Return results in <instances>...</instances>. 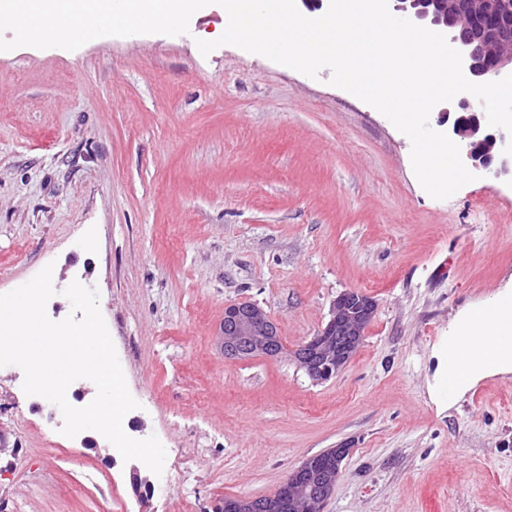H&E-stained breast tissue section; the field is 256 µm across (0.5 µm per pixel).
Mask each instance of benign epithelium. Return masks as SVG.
Masks as SVG:
<instances>
[{"label": "benign epithelium", "mask_w": 512, "mask_h": 512, "mask_svg": "<svg viewBox=\"0 0 512 512\" xmlns=\"http://www.w3.org/2000/svg\"><path fill=\"white\" fill-rule=\"evenodd\" d=\"M393 10L411 21L449 37L459 50L463 67L477 80L512 73V0H392ZM452 121L451 132L462 143L461 160L474 171L496 177L512 176V155L504 148L512 136L486 124L467 96L457 97L454 111H442L438 123ZM376 313L374 299L356 290L340 294L326 325L293 351L297 365L316 383L340 374L360 348ZM224 356L275 358L283 353L277 327L255 303L238 302L224 308L220 327ZM350 454L336 448L320 458L301 462L272 496L237 498L224 503V512H322L332 496Z\"/></svg>", "instance_id": "1"}]
</instances>
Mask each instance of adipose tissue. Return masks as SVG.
I'll return each instance as SVG.
<instances>
[{"label": "adipose tissue", "mask_w": 512, "mask_h": 512, "mask_svg": "<svg viewBox=\"0 0 512 512\" xmlns=\"http://www.w3.org/2000/svg\"><path fill=\"white\" fill-rule=\"evenodd\" d=\"M495 306L497 313L492 317L480 307L468 310L448 335L447 347L455 352L456 361L446 365L444 373L453 379L456 390H464L485 377L512 373V348H497L485 342L493 335L497 321L512 326V299L496 300Z\"/></svg>", "instance_id": "obj_1"}]
</instances>
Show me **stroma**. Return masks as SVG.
<instances>
[{"instance_id":"obj_1","label":"stroma","mask_w":512,"mask_h":512,"mask_svg":"<svg viewBox=\"0 0 512 512\" xmlns=\"http://www.w3.org/2000/svg\"><path fill=\"white\" fill-rule=\"evenodd\" d=\"M0 51V294L53 268L50 319L72 282L99 307L138 409L166 450L148 504L108 440L64 436L61 411L0 368L6 512H215L274 494L305 458L350 454L323 512H512V373L449 396L461 311L512 290V178L445 200L372 106L266 57L197 40L224 29ZM376 315L337 377L291 352L347 290ZM275 323V359H228L227 305Z\"/></svg>"}]
</instances>
